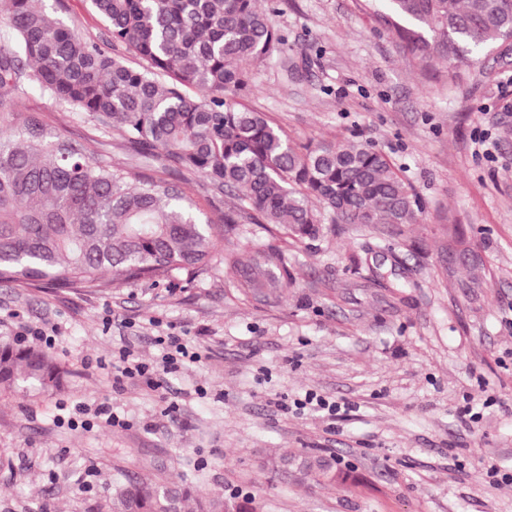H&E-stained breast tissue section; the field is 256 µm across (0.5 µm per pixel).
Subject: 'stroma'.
I'll use <instances>...</instances> for the list:
<instances>
[{
	"instance_id": "1",
	"label": "stroma",
	"mask_w": 512,
	"mask_h": 512,
	"mask_svg": "<svg viewBox=\"0 0 512 512\" xmlns=\"http://www.w3.org/2000/svg\"><path fill=\"white\" fill-rule=\"evenodd\" d=\"M85 38L105 24L88 0H44ZM285 59L255 70L246 106L297 142L368 140L424 201L419 223L340 224L290 247L291 279L244 297L224 264L236 245L271 243L244 221L215 238L210 267L101 294L0 284V342L39 331L61 388L0 392V512H112L118 473L255 500L258 512H512V44L448 64L404 53L368 0H279ZM7 109L72 140H103L113 162L180 184L215 224L236 204L208 179L162 171L52 103L37 83ZM479 287H470L471 278ZM181 336L197 361L156 387L114 381L120 351L152 360ZM336 417L294 405L306 392ZM481 406L471 422L465 399ZM122 421L69 426L77 406ZM317 453L349 472L333 484L271 474L270 453Z\"/></svg>"
}]
</instances>
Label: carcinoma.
<instances>
[{
    "instance_id": "carcinoma-1",
    "label": "carcinoma",
    "mask_w": 512,
    "mask_h": 512,
    "mask_svg": "<svg viewBox=\"0 0 512 512\" xmlns=\"http://www.w3.org/2000/svg\"><path fill=\"white\" fill-rule=\"evenodd\" d=\"M107 23L89 40L39 6L0 0V95L34 79L52 101L117 128L127 145L166 170L198 174L241 193L224 231L244 215L281 232L251 251L238 284L255 298L281 286L288 242L315 240L328 224H416L423 202L370 142L296 143L243 103L253 69L283 53L288 38L271 0H90ZM400 47L453 63L504 44L512 0H384ZM131 53L145 61L132 66ZM194 89L198 95L192 96ZM215 225L185 191L112 163L99 142L46 131L34 116L0 113V284L41 283L95 293L106 275L158 283L199 273ZM61 369L34 346L0 344V388L57 386ZM304 475L347 479L336 463L306 457ZM112 512H254L252 501L197 497L188 486L112 482Z\"/></svg>"
}]
</instances>
